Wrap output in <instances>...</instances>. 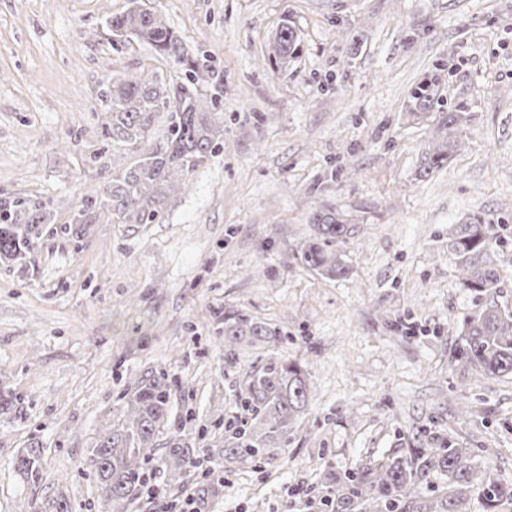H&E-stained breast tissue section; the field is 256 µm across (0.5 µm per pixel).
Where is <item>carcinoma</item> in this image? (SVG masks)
Masks as SVG:
<instances>
[{"instance_id":"obj_1","label":"carcinoma","mask_w":512,"mask_h":512,"mask_svg":"<svg viewBox=\"0 0 512 512\" xmlns=\"http://www.w3.org/2000/svg\"><path fill=\"white\" fill-rule=\"evenodd\" d=\"M131 7L107 17L112 37L136 39L152 47L157 56L170 59L189 74L187 84L174 85L148 69L105 85L104 111L109 122L103 135L112 141V173L84 194L71 212L64 231L75 243L84 236L83 225L107 218L114 224H153L169 197L181 190L183 179L224 149V90L209 96L198 93L204 69L188 55L180 37L164 18L130 0ZM296 28L283 21L274 38L273 65L298 57ZM437 75L426 78L413 92L414 109L430 112L436 102ZM163 130L154 134L157 116ZM466 120L463 112L439 113L441 142L425 152L420 174L432 175L448 163L457 133ZM54 221L52 201L40 197L0 196V261H31L43 226ZM314 235L297 246L295 255L308 269L329 279L350 273L338 250L353 235L346 215L332 205L312 212ZM501 244L491 219L472 215L454 225L448 237V255L457 271L458 285L474 293L498 287L501 274L493 254ZM248 336L274 343L280 331L270 324L229 311L224 313V345ZM454 362L490 379L512 376V305L495 299L467 317L462 324ZM172 381L162 371H148L125 393L117 422L99 433L91 448L96 472L98 512H124L155 481L175 470L186 473L199 465L196 449L186 441L185 428L170 422ZM312 387L304 367L278 357L252 363L245 372L239 400L244 416L230 420L224 456L248 463H264L273 451L285 452L288 437L305 414ZM166 434L165 452L156 455L155 440ZM42 448L37 441L20 451L14 461L18 474L28 481L41 478ZM211 479L200 482L193 495L201 509L204 497L224 481L220 463ZM445 484L441 494H421L434 482ZM482 501L484 512H505L512 507V483L482 477L473 448H460L441 435L407 449L386 464L365 466L336 477V485L319 499L321 512H470L471 500Z\"/></svg>"}]
</instances>
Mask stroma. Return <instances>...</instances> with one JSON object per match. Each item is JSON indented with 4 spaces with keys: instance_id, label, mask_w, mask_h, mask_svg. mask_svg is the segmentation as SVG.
Returning a JSON list of instances; mask_svg holds the SVG:
<instances>
[{
    "instance_id": "1",
    "label": "stroma",
    "mask_w": 512,
    "mask_h": 512,
    "mask_svg": "<svg viewBox=\"0 0 512 512\" xmlns=\"http://www.w3.org/2000/svg\"><path fill=\"white\" fill-rule=\"evenodd\" d=\"M128 0H0V194L53 200V229L26 268L0 265V512L62 499L97 512L90 448L150 368L172 381V420L202 456L242 413L240 384L260 357L300 360L313 397L284 455L224 466L209 512H309L338 474L403 453L424 430L477 451L479 471L512 482V379H483L452 355L486 296L456 285L448 234L471 214L504 224L498 301L512 302V0H139L158 11L224 85V150L185 178L155 224L60 233L98 181L106 79L146 67L181 81L136 40L113 43L108 15ZM301 53L274 70L277 28ZM442 78L435 112L411 93ZM466 113L448 165L423 178L439 113ZM344 210L348 278L294 259L312 211ZM281 329L267 345L224 348L221 313ZM474 414L460 421L458 404ZM194 422H186V411ZM43 444L42 479L12 468ZM196 473L127 512H180Z\"/></svg>"
}]
</instances>
